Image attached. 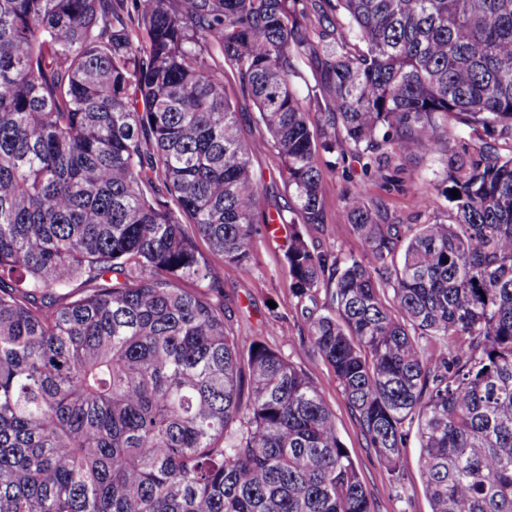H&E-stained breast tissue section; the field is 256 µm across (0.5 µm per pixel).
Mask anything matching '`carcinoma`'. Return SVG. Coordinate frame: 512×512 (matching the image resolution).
Returning <instances> with one entry per match:
<instances>
[{
	"mask_svg": "<svg viewBox=\"0 0 512 512\" xmlns=\"http://www.w3.org/2000/svg\"><path fill=\"white\" fill-rule=\"evenodd\" d=\"M416 149L433 223L349 189L362 255L310 247L319 151ZM276 222L300 348L387 473L415 426L431 512H512V0H0V512H374L320 389L226 315L214 257L252 273ZM224 93L232 102L238 112V123L241 137L245 141H251L261 135V127L257 124L256 109L251 99L242 93L238 82L235 80L232 69L224 65ZM253 169L256 178L265 191V204L271 212L286 206L288 188L279 176L280 158L277 152L269 149L253 158Z\"/></svg>",
	"mask_w": 512,
	"mask_h": 512,
	"instance_id": "carcinoma-1",
	"label": "carcinoma"
}]
</instances>
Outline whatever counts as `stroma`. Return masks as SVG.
Instances as JSON below:
<instances>
[{"label": "stroma", "instance_id": "35a3bbf8", "mask_svg": "<svg viewBox=\"0 0 512 512\" xmlns=\"http://www.w3.org/2000/svg\"><path fill=\"white\" fill-rule=\"evenodd\" d=\"M253 169L265 191L269 210L286 206L288 189L279 176L280 158L275 150L255 155ZM445 166L439 154L417 151L404 162L399 175L400 186L390 187L381 179L366 177L357 158H346L336 169L324 172L323 202L326 223L323 227L307 226L304 233L315 248L333 247L339 255L361 254L360 239L349 234L339 215L341 195L345 188L358 187L371 198L385 202L389 217L404 224H425L433 215L414 206L416 192L433 188L442 182ZM287 234L269 233L261 238L255 250L254 270L245 276L232 265H224V291L231 309L233 327L242 336H261L273 348L296 363L321 388L327 404L335 414L339 437L354 459L375 512H430L429 500L420 479V448L417 438H409L403 452L400 482H393L379 464L371 449L366 448L358 423L346 401L336 388L332 371L321 361L299 347V310L287 308L290 283L284 252ZM287 309L286 319L269 326L271 306Z\"/></svg>", "mask_w": 512, "mask_h": 512}]
</instances>
